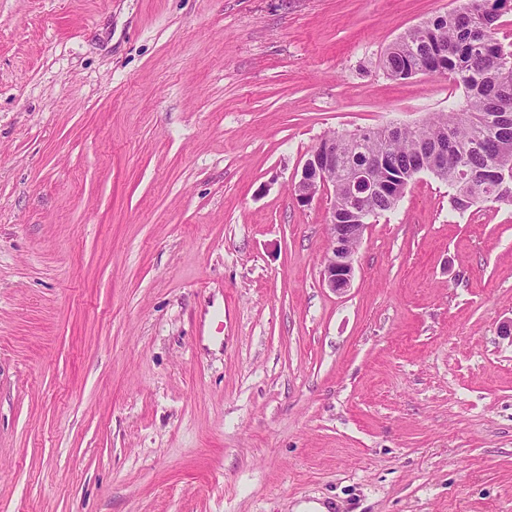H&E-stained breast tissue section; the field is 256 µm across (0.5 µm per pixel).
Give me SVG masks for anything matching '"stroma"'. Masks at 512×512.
Listing matches in <instances>:
<instances>
[{"label": "stroma", "mask_w": 512, "mask_h": 512, "mask_svg": "<svg viewBox=\"0 0 512 512\" xmlns=\"http://www.w3.org/2000/svg\"><path fill=\"white\" fill-rule=\"evenodd\" d=\"M461 0H0V512H512V206L418 175L322 283L332 133Z\"/></svg>", "instance_id": "obj_1"}]
</instances>
